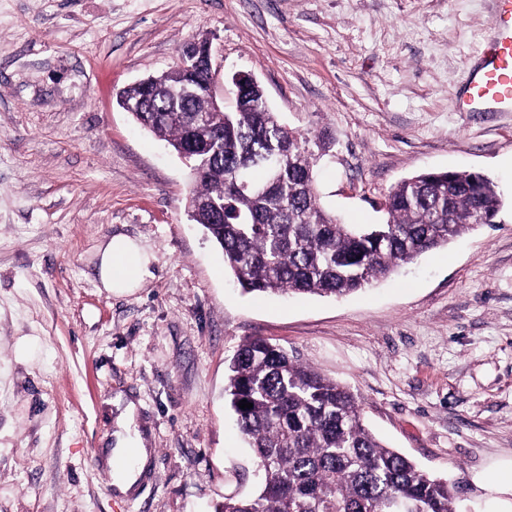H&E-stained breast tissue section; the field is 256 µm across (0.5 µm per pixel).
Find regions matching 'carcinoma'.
Instances as JSON below:
<instances>
[{"label": "carcinoma", "mask_w": 512, "mask_h": 512, "mask_svg": "<svg viewBox=\"0 0 512 512\" xmlns=\"http://www.w3.org/2000/svg\"><path fill=\"white\" fill-rule=\"evenodd\" d=\"M212 81L203 63L176 65L124 98L144 129L194 154V221L245 293H356L495 223L504 206L488 176L422 170L389 192L382 223L345 224L316 188L317 161L333 142L284 125L260 85L215 108ZM225 395L260 482L249 496L224 497L219 512H458L455 487L377 439L354 392L273 340L239 346ZM243 399L253 407L239 408Z\"/></svg>", "instance_id": "carcinoma-1"}]
</instances>
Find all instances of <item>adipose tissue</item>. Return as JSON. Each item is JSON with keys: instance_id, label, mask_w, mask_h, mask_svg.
<instances>
[{"instance_id": "adipose-tissue-1", "label": "adipose tissue", "mask_w": 512, "mask_h": 512, "mask_svg": "<svg viewBox=\"0 0 512 512\" xmlns=\"http://www.w3.org/2000/svg\"><path fill=\"white\" fill-rule=\"evenodd\" d=\"M98 257L100 281L109 292L123 294L133 291L153 276V255L139 241L128 236H111L99 247ZM134 422L135 406L130 403L119 418L122 433L109 455L114 485L123 493L135 486L148 457L147 449L135 445Z\"/></svg>"}]
</instances>
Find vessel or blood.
<instances>
[{"label":"vessel or blood","instance_id":"obj_1","mask_svg":"<svg viewBox=\"0 0 512 512\" xmlns=\"http://www.w3.org/2000/svg\"><path fill=\"white\" fill-rule=\"evenodd\" d=\"M493 35L462 89V112H512V0H494Z\"/></svg>","mask_w":512,"mask_h":512}]
</instances>
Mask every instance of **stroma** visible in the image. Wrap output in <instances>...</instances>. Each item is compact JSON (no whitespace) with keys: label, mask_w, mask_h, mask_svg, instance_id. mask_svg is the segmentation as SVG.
Listing matches in <instances>:
<instances>
[{"label":"stroma","mask_w":512,"mask_h":512,"mask_svg":"<svg viewBox=\"0 0 512 512\" xmlns=\"http://www.w3.org/2000/svg\"><path fill=\"white\" fill-rule=\"evenodd\" d=\"M493 0H0V512H217L257 487L224 400L239 344L272 339L360 398L367 426L471 512H512L477 480L512 470V112H460ZM212 38L288 126L336 140L323 205L381 222L396 184L476 170L507 204L399 275L340 300L236 288L190 220L189 172L116 102ZM154 256L102 288L114 234ZM148 462L118 494L119 401ZM98 257L100 281L110 293L131 292L154 276L153 255L126 235L117 234L102 243Z\"/></svg>","instance_id":"1"}]
</instances>
